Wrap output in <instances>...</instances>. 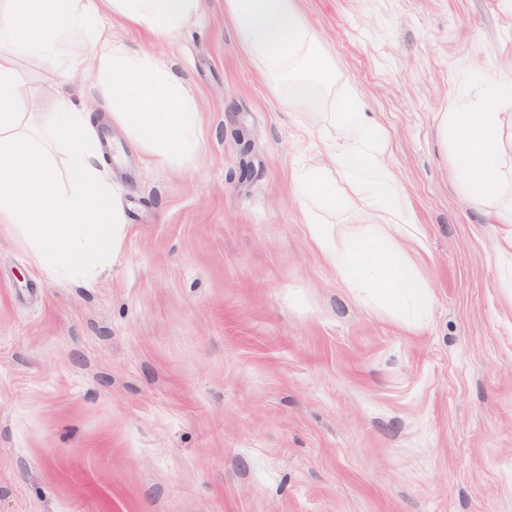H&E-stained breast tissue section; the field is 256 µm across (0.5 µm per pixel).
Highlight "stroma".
I'll return each instance as SVG.
<instances>
[{
  "label": "stroma",
  "mask_w": 512,
  "mask_h": 512,
  "mask_svg": "<svg viewBox=\"0 0 512 512\" xmlns=\"http://www.w3.org/2000/svg\"><path fill=\"white\" fill-rule=\"evenodd\" d=\"M324 76L282 87L224 11L172 37L116 13L114 41L176 73L201 123L179 164L79 93L125 217L112 263L57 282L0 231V512H512V224L460 193L443 114L512 60V0H298ZM47 136L53 60L11 52ZM381 137L419 231L421 325L354 288L308 235L294 169L321 160L341 91ZM295 94L307 110L289 107ZM318 217L341 242L371 208Z\"/></svg>",
  "instance_id": "obj_1"
}]
</instances>
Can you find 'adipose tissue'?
Instances as JSON below:
<instances>
[{
	"label": "adipose tissue",
	"instance_id": "1",
	"mask_svg": "<svg viewBox=\"0 0 512 512\" xmlns=\"http://www.w3.org/2000/svg\"><path fill=\"white\" fill-rule=\"evenodd\" d=\"M0 11V226L24 237L32 260L52 278L91 274L118 251L123 217L112 184L97 165L91 115L75 101L76 85L60 81L61 108L50 124L51 143L26 129L17 107L25 86L8 51L24 42L36 57L59 59L63 70L72 32L96 28L86 59L103 84L112 120L141 148L164 161L188 158L198 144V112L182 82L146 56L130 53L97 28L111 3L129 21L173 33L192 18L201 0H12ZM246 53L272 78L314 77L325 68L322 47L297 0H224ZM493 104L443 115L439 133L453 144V164L464 196L512 224V137L504 135L499 107L512 105V79H492Z\"/></svg>",
	"mask_w": 512,
	"mask_h": 512
}]
</instances>
